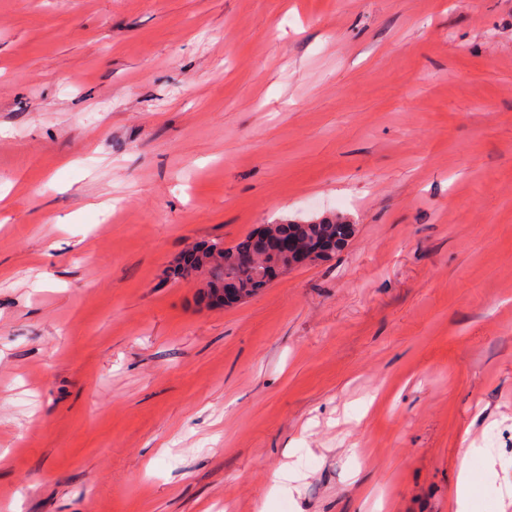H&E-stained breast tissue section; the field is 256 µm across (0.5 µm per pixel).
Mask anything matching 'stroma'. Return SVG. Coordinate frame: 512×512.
Here are the masks:
<instances>
[{
    "instance_id": "stroma-1",
    "label": "stroma",
    "mask_w": 512,
    "mask_h": 512,
    "mask_svg": "<svg viewBox=\"0 0 512 512\" xmlns=\"http://www.w3.org/2000/svg\"><path fill=\"white\" fill-rule=\"evenodd\" d=\"M337 212L237 305L174 272ZM466 454L497 512L512 0H0V512H455ZM329 216L306 221L291 220L286 223L268 224V233L285 236V240L292 243L312 244L315 240L324 241L327 252L322 261H326L336 255V251L345 245L354 230L353 224H350L343 214L336 213ZM270 240V245L266 248L265 258L270 264L281 268H297L311 263L315 255L324 249V245L315 244L311 247H306L299 250V247L292 245L288 251H281L275 244L276 240L273 237H267Z\"/></svg>"
}]
</instances>
